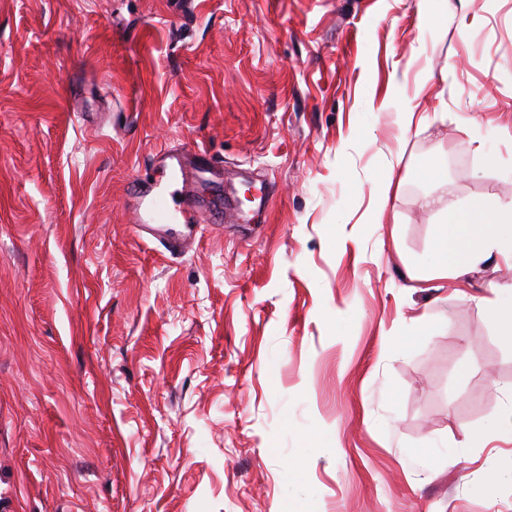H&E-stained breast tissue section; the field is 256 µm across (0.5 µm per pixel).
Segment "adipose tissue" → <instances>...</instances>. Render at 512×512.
Wrapping results in <instances>:
<instances>
[{"instance_id":"1","label":"adipose tissue","mask_w":512,"mask_h":512,"mask_svg":"<svg viewBox=\"0 0 512 512\" xmlns=\"http://www.w3.org/2000/svg\"><path fill=\"white\" fill-rule=\"evenodd\" d=\"M419 176L432 182L420 207L439 211L443 219L435 246L437 275L458 278L491 259L512 266V204L482 200L452 209L448 206L447 179L430 169L420 171ZM481 303L499 336L512 344V282L492 288Z\"/></svg>"}]
</instances>
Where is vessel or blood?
I'll return each instance as SVG.
<instances>
[{"instance_id": "obj_1", "label": "vessel or blood", "mask_w": 512, "mask_h": 512, "mask_svg": "<svg viewBox=\"0 0 512 512\" xmlns=\"http://www.w3.org/2000/svg\"><path fill=\"white\" fill-rule=\"evenodd\" d=\"M157 179L131 185L129 199L138 235L164 245L167 251L186 249L197 236L198 225L222 226L232 214L223 194L208 197L195 191L201 180L224 182V166L200 146L182 144L158 152Z\"/></svg>"}]
</instances>
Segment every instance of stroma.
Wrapping results in <instances>:
<instances>
[{"label": "stroma", "mask_w": 512, "mask_h": 512, "mask_svg": "<svg viewBox=\"0 0 512 512\" xmlns=\"http://www.w3.org/2000/svg\"><path fill=\"white\" fill-rule=\"evenodd\" d=\"M183 143L244 220L171 253ZM429 165L512 202V0H0V512H512V271L413 276ZM160 172L157 179L138 181L129 188L138 235L164 245L167 251H183L197 236L198 224L218 226L231 216V204L221 193L207 198L195 192V185L208 180L224 186V164L217 162L204 147L182 144L154 156ZM208 175V177H206ZM171 224H180L176 230ZM498 335L512 345V282L491 289V296L480 298Z\"/></svg>", "instance_id": "obj_1"}]
</instances>
